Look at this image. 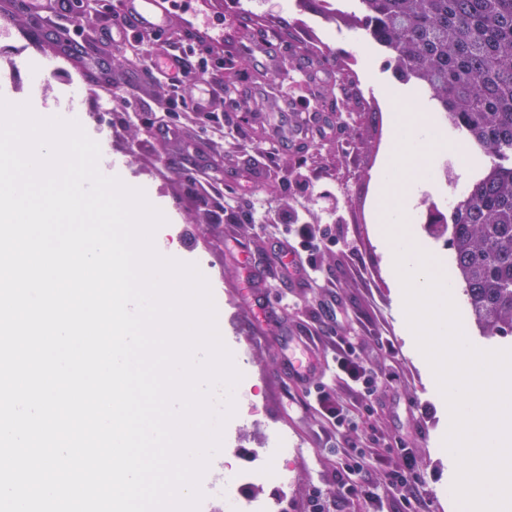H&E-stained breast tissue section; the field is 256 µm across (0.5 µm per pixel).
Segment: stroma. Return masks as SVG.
Returning a JSON list of instances; mask_svg holds the SVG:
<instances>
[{
  "mask_svg": "<svg viewBox=\"0 0 512 512\" xmlns=\"http://www.w3.org/2000/svg\"><path fill=\"white\" fill-rule=\"evenodd\" d=\"M2 11L13 18L9 38H0V97L46 113L53 112L55 100H73L89 116L84 131L100 147V167L142 189L162 211L161 230L166 240L177 242L179 261L206 266L212 296L224 310L220 334L242 374V401L224 428L221 456L224 474L236 480L239 495L267 506L268 512H305L311 490L336 491V445L321 436L309 386L295 379L285 359L305 358L301 339L314 336L319 359L332 360L334 335L340 332L353 336L371 365L395 367L399 377L382 399L376 424L401 438L421 460L429 512H455L448 497L455 472L443 445L448 413L440 406L428 363L409 343L404 303L396 294L377 222L376 174L400 136L396 118L431 112L446 147L435 161L434 177L414 192L408 228L419 249L438 262L450 260L445 241L430 235L424 220L427 203L453 190L443 169L461 142L443 114L432 112L427 95L414 84L396 81L385 56L360 30L325 22L316 5L201 0L187 17L188 30L176 39L164 35L154 46L129 43L122 51L139 66L148 49L176 43L211 62L214 86L232 81L240 98L251 101L250 111L167 112L166 86L135 84L113 92L104 108L100 90L83 91L86 75L73 60L50 75L49 93L38 90L32 76L50 55L53 31L25 14L21 0H0ZM271 26L286 31L269 49L283 60L318 65L326 53H334L349 69L364 111H337L323 101L324 90L315 83L292 86L284 80L271 86L260 54L248 69L224 66L225 56L261 40ZM277 88L318 101V111L303 116L289 111L284 101L267 103ZM129 93L136 107L127 104ZM303 117L326 128V135L256 150L270 123L291 124ZM164 123L174 128L175 137L161 133ZM256 164L264 166L266 179L243 182L245 171ZM293 224L313 225L328 238L315 254L320 286L284 280L265 263ZM338 306L346 311L340 321L334 315ZM281 435L288 438L289 454H271L273 440ZM245 448L265 465L287 468V483L260 474L239 481Z\"/></svg>",
  "mask_w": 512,
  "mask_h": 512,
  "instance_id": "1",
  "label": "stroma"
}]
</instances>
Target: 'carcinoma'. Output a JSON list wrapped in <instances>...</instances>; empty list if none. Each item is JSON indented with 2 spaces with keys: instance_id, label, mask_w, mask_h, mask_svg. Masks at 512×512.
<instances>
[{
  "instance_id": "carcinoma-1",
  "label": "carcinoma",
  "mask_w": 512,
  "mask_h": 512,
  "mask_svg": "<svg viewBox=\"0 0 512 512\" xmlns=\"http://www.w3.org/2000/svg\"><path fill=\"white\" fill-rule=\"evenodd\" d=\"M327 20L363 31L395 77L418 85L464 140L493 159L466 186L453 217L425 224L451 250L475 324L512 337V0H357L345 12L319 0Z\"/></svg>"
}]
</instances>
